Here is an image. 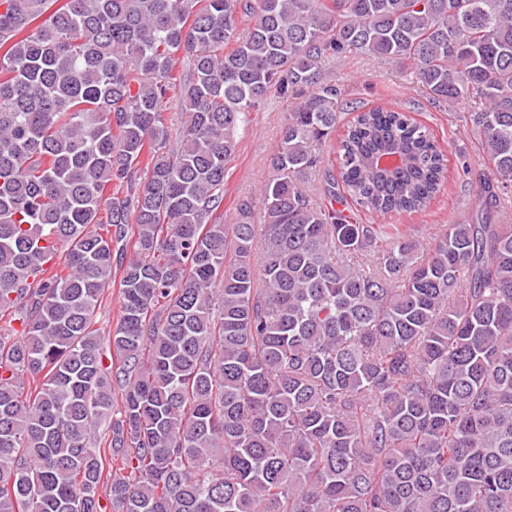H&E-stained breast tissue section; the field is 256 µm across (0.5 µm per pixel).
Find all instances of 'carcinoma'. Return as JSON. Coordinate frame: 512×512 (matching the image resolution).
<instances>
[{
    "label": "carcinoma",
    "instance_id": "1",
    "mask_svg": "<svg viewBox=\"0 0 512 512\" xmlns=\"http://www.w3.org/2000/svg\"><path fill=\"white\" fill-rule=\"evenodd\" d=\"M351 54L413 62L481 140L478 218L426 258L351 221L448 189L400 106L349 108L322 205L299 186ZM273 95L285 176L217 222ZM511 202L512 0H0V512H512ZM113 279L111 288L112 295L107 297L95 316L96 327L105 335L108 334L110 329L116 326L121 315L117 283L114 286Z\"/></svg>",
    "mask_w": 512,
    "mask_h": 512
}]
</instances>
